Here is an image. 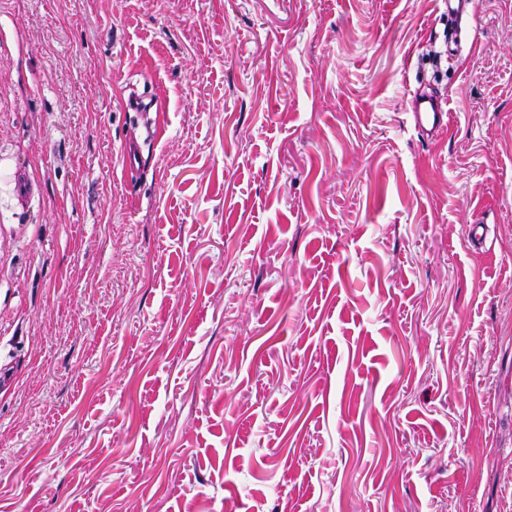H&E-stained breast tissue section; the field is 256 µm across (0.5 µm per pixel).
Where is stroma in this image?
I'll return each mask as SVG.
<instances>
[{
  "label": "stroma",
  "mask_w": 512,
  "mask_h": 512,
  "mask_svg": "<svg viewBox=\"0 0 512 512\" xmlns=\"http://www.w3.org/2000/svg\"><path fill=\"white\" fill-rule=\"evenodd\" d=\"M509 20L0 0V512H512ZM415 126L423 134L433 135L448 126V111L445 102L437 95L416 92L409 101Z\"/></svg>",
  "instance_id": "35a3bbf8"
}]
</instances>
